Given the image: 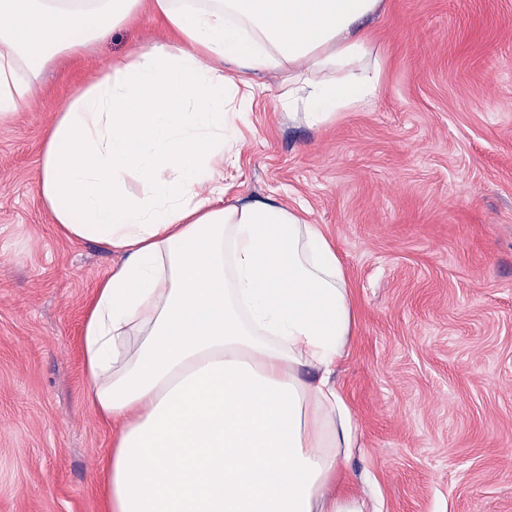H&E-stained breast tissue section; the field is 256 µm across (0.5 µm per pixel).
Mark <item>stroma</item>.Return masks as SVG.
<instances>
[{
  "instance_id": "35a3bbf8",
  "label": "stroma",
  "mask_w": 512,
  "mask_h": 512,
  "mask_svg": "<svg viewBox=\"0 0 512 512\" xmlns=\"http://www.w3.org/2000/svg\"><path fill=\"white\" fill-rule=\"evenodd\" d=\"M363 30L369 107L312 127L281 111L279 75L253 77L226 197L301 209L345 267L343 489L382 512H512V0H383ZM171 38L142 10L0 121V512H102L115 430L85 403L82 326L120 256L69 238L36 181L60 105Z\"/></svg>"
}]
</instances>
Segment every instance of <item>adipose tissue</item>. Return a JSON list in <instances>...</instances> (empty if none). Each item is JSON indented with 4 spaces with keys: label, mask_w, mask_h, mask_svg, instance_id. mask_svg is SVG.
Here are the masks:
<instances>
[{
    "label": "adipose tissue",
    "mask_w": 512,
    "mask_h": 512,
    "mask_svg": "<svg viewBox=\"0 0 512 512\" xmlns=\"http://www.w3.org/2000/svg\"><path fill=\"white\" fill-rule=\"evenodd\" d=\"M146 4L179 43L72 94L37 182L67 236L124 255L82 328L86 399L118 428L106 512H368L332 489L357 445L333 380L355 321L346 271L295 209L225 201V106L265 71L312 125L370 104L381 66L357 26L382 0H0V119L45 64Z\"/></svg>",
    "instance_id": "obj_1"
}]
</instances>
